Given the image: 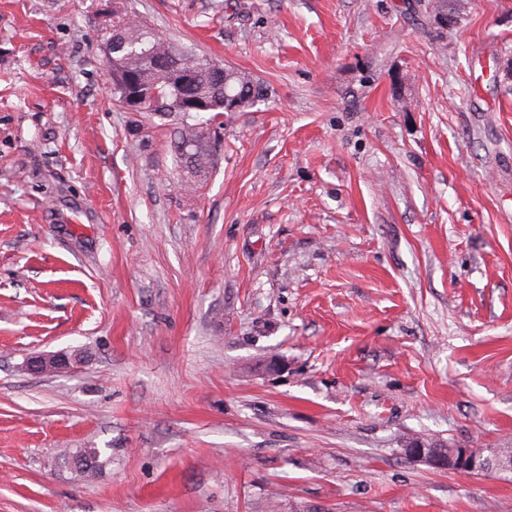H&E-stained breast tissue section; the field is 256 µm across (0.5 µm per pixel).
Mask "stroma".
<instances>
[{"instance_id": "obj_1", "label": "stroma", "mask_w": 512, "mask_h": 512, "mask_svg": "<svg viewBox=\"0 0 512 512\" xmlns=\"http://www.w3.org/2000/svg\"><path fill=\"white\" fill-rule=\"evenodd\" d=\"M131 16L268 89L196 192ZM420 438L512 448V0H0V512H512ZM68 358L55 355H38L30 359L29 368L37 373L63 372L69 369ZM101 452L96 448H77L75 450L67 449L59 455L60 460L64 463L76 462L74 468L80 473L92 472L96 468ZM79 462V463H78ZM77 464H80L78 466Z\"/></svg>"}]
</instances>
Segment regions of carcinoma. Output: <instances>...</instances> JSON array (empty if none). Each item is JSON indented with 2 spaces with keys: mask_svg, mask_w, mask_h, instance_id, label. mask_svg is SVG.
I'll list each match as a JSON object with an SVG mask.
<instances>
[{
  "mask_svg": "<svg viewBox=\"0 0 512 512\" xmlns=\"http://www.w3.org/2000/svg\"><path fill=\"white\" fill-rule=\"evenodd\" d=\"M114 56L123 58L126 65L132 70H139L143 80L154 85L160 91H165L164 84L158 82L156 76L147 67V60L154 54H164L183 66L196 71L197 92L199 95L212 98L214 91H219L226 97L247 94L253 96L257 102L267 100L268 89L259 82L253 81L250 73L229 67L224 72V85L214 88L212 74L204 69L209 60L200 57L192 49L168 41L159 36L149 26L137 22H125L112 29L109 38ZM206 123L198 120H189L182 117L177 127V143L175 156L181 172V183L188 188L202 185L213 168L217 147L208 144L205 131ZM101 451L97 448L67 449L59 455L60 460L66 463H77L75 469L88 473L96 468Z\"/></svg>",
  "mask_w": 512,
  "mask_h": 512,
  "instance_id": "carcinoma-1",
  "label": "carcinoma"
}]
</instances>
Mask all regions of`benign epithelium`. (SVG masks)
Segmentation results:
<instances>
[{
	"label": "benign epithelium",
	"mask_w": 512,
	"mask_h": 512,
	"mask_svg": "<svg viewBox=\"0 0 512 512\" xmlns=\"http://www.w3.org/2000/svg\"><path fill=\"white\" fill-rule=\"evenodd\" d=\"M154 65L167 84L168 96L163 99L157 92L148 96L140 87L136 76L125 75L120 82L121 94L118 103L121 107L132 112L155 109L187 114L212 111V107L206 101L185 94L188 73L163 60L154 62ZM69 365V359L55 355L34 356L29 362L30 370L37 373L63 372L69 369ZM407 453L411 459L436 469L466 473L512 471V453L507 454L505 458L497 455L491 459L478 448H463L457 456L446 459L437 452L426 449V443L422 441L414 443L407 449Z\"/></svg>",
	"instance_id": "obj_1"
}]
</instances>
